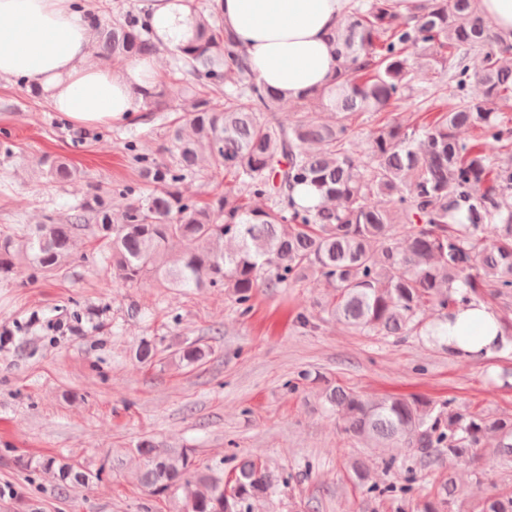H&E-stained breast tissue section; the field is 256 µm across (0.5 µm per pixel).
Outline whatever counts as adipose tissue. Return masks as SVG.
Wrapping results in <instances>:
<instances>
[{"instance_id":"obj_1","label":"adipose tissue","mask_w":512,"mask_h":512,"mask_svg":"<svg viewBox=\"0 0 512 512\" xmlns=\"http://www.w3.org/2000/svg\"><path fill=\"white\" fill-rule=\"evenodd\" d=\"M353 0H218L226 28L243 47L258 81L287 100L326 86L337 61L327 41ZM183 0H143L142 19L162 40L181 38ZM96 31L80 0H0V77L34 84L52 109L78 128L109 125L134 112L156 82L157 66L140 59L115 72L90 60ZM448 344L463 357H487L506 344L486 306L448 323Z\"/></svg>"}]
</instances>
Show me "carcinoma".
<instances>
[{"mask_svg": "<svg viewBox=\"0 0 512 512\" xmlns=\"http://www.w3.org/2000/svg\"><path fill=\"white\" fill-rule=\"evenodd\" d=\"M191 36L173 49L169 79L145 93L144 112H162L171 98L185 112L169 138L168 158L128 151L138 180L115 190L89 187L66 213L45 216L33 230L0 232V279L23 262L47 277L74 261L85 230L100 241L103 263L125 285L147 280L165 288H222L248 313L260 288H287L310 278L334 288L318 320H336L365 336H425L441 342L442 325L475 303L500 305L498 320L512 334V41L495 32L478 0H425L405 16L391 0H358L330 36L338 67L329 84L295 100L293 119L278 118L283 99L252 74L235 33L211 14L190 10ZM162 45L127 12L99 22L94 57L119 71ZM482 56L473 74L471 55ZM448 72L435 100L420 105L412 128L381 120L354 150L355 123L406 100L423 70ZM482 97L468 96L471 80ZM319 110L334 121L315 118ZM461 128L477 139L462 141ZM224 176V191L204 205L188 200L181 181L200 162ZM46 175L81 182L69 162L44 157ZM153 187L141 195V185ZM299 186L318 199L303 205ZM156 345L143 339L136 360L150 365ZM199 343L173 358L193 366ZM325 409L365 448L393 462L409 448L423 462H469L490 436L500 463H512V418L482 409L438 404L421 395L365 397L336 384L320 392ZM138 480L153 494L181 491L180 512H255L274 492L267 468L242 459L194 467L192 450L141 440ZM57 472L67 497L89 476L55 456L39 461ZM453 480L440 482L421 512H512V490L468 509L456 504Z\"/></svg>", "mask_w": 512, "mask_h": 512, "instance_id": "obj_1", "label": "carcinoma"}]
</instances>
